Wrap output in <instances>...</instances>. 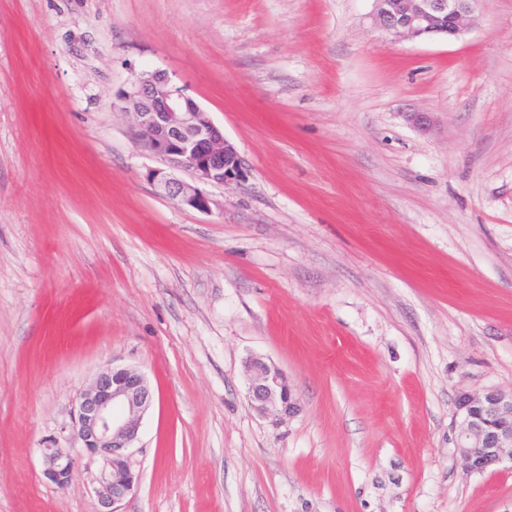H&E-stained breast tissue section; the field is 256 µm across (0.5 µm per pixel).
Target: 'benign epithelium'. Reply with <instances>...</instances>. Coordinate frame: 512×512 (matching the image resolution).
<instances>
[{
	"mask_svg": "<svg viewBox=\"0 0 512 512\" xmlns=\"http://www.w3.org/2000/svg\"><path fill=\"white\" fill-rule=\"evenodd\" d=\"M482 0H373L372 19L382 32L407 40L455 39L476 22ZM113 109L127 119L128 133L142 151L160 159L162 168L146 178L171 199L203 213L219 206L202 184L240 182L244 161L236 147L185 90L162 70L136 72ZM187 171L193 182L174 177ZM248 398L260 413L274 408L284 415L298 410L299 399L283 371L261 357L246 361ZM152 393L145 377L130 368L107 366L76 399L73 438L80 446L44 448L43 477L60 489L73 481L80 462H100L93 487L103 512H119V504L137 487L130 448L138 438ZM457 447L464 467L484 472L512 461V390L463 392L456 408Z\"/></svg>",
	"mask_w": 512,
	"mask_h": 512,
	"instance_id": "7a95c632",
	"label": "benign epithelium"
}]
</instances>
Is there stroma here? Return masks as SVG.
<instances>
[{"label":"stroma","instance_id":"1","mask_svg":"<svg viewBox=\"0 0 512 512\" xmlns=\"http://www.w3.org/2000/svg\"><path fill=\"white\" fill-rule=\"evenodd\" d=\"M371 10L0 0V512H101L40 450L109 364L153 392L121 512H512L455 418L512 388V0L451 41ZM146 66L244 160L212 212L154 189L112 107ZM252 355L295 414L253 410Z\"/></svg>","mask_w":512,"mask_h":512}]
</instances>
